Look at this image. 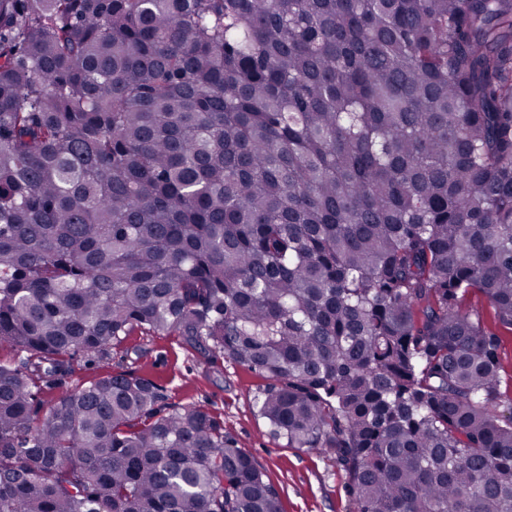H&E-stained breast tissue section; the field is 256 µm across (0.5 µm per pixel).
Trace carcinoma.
I'll list each match as a JSON object with an SVG mask.
<instances>
[{"label": "carcinoma", "mask_w": 512, "mask_h": 512, "mask_svg": "<svg viewBox=\"0 0 512 512\" xmlns=\"http://www.w3.org/2000/svg\"><path fill=\"white\" fill-rule=\"evenodd\" d=\"M512 0H0V512H282L126 336L268 380L352 512H512ZM469 303L474 306L481 307L483 306L484 316L487 325L493 329L501 338V364H502V390L507 388H511V380H512V327L499 325L491 313L490 307L481 300L479 297H471Z\"/></svg>", "instance_id": "1"}]
</instances>
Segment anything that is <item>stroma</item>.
<instances>
[{
  "label": "stroma",
  "instance_id": "obj_1",
  "mask_svg": "<svg viewBox=\"0 0 512 512\" xmlns=\"http://www.w3.org/2000/svg\"><path fill=\"white\" fill-rule=\"evenodd\" d=\"M131 370L164 387L176 403L194 404L221 417L224 426L278 487L283 512H350L345 475L328 458L288 447L275 438L254 403L264 378L230 361L210 364L176 336L134 330L108 360L80 366L64 386L46 389L53 401L98 375Z\"/></svg>",
  "mask_w": 512,
  "mask_h": 512
}]
</instances>
